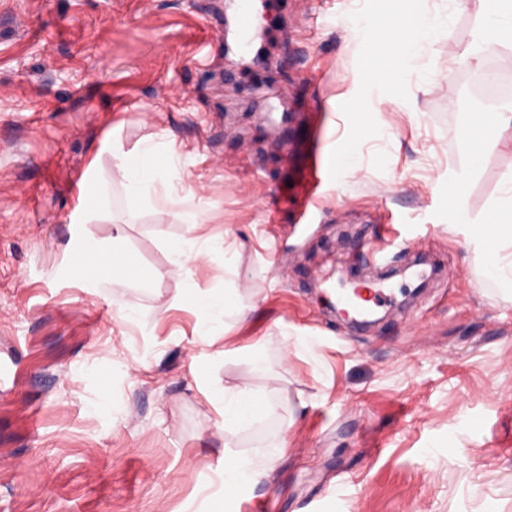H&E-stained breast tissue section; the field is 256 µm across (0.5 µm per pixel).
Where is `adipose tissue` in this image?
I'll return each mask as SVG.
<instances>
[{
    "mask_svg": "<svg viewBox=\"0 0 512 512\" xmlns=\"http://www.w3.org/2000/svg\"><path fill=\"white\" fill-rule=\"evenodd\" d=\"M482 22L474 33L471 50L462 53L463 61L479 60L483 51L496 47L512 46V0H480ZM420 32H413L402 22L388 19L381 24H365L363 33L378 45L394 49L400 58L412 57L420 39L439 37L444 21L438 17L421 16ZM178 157L174 145L160 146L153 139L143 140L130 151L114 153V167L129 196L149 201L158 194L165 174ZM504 199L484 222L471 225L470 238L478 244L487 258L488 275L503 290L512 289V172L500 180ZM123 237L115 235L108 245L84 239L71 258V268L85 279V287H95L100 280H113L129 285H143L162 281L166 273L157 268L145 269L134 264L124 268L111 265L113 252L121 250ZM183 295L202 315L199 335L210 343H217L221 334L217 324L224 316L235 313L238 319H246L248 310L233 307L229 297L202 291L196 284H187ZM213 401L222 417L225 429L244 427L261 416L276 413L277 404L272 399L247 388H225L214 395Z\"/></svg>",
    "mask_w": 512,
    "mask_h": 512,
    "instance_id": "1",
    "label": "adipose tissue"
}]
</instances>
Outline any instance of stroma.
<instances>
[{"label": "stroma", "mask_w": 512, "mask_h": 512, "mask_svg": "<svg viewBox=\"0 0 512 512\" xmlns=\"http://www.w3.org/2000/svg\"><path fill=\"white\" fill-rule=\"evenodd\" d=\"M412 9L447 26L391 83L371 80L382 50L361 31L391 0H271L265 68L225 60V0H0V512H210L225 454L273 444L237 512H512V292L468 233L512 148L489 145L471 170L459 137L490 108L475 79L512 49L458 63L479 0ZM148 135L176 142L181 169L144 205L106 144ZM92 174L109 210L77 224ZM179 212L202 214L207 253L183 267L168 250ZM117 232L128 259L165 270L156 286L72 277L75 245ZM416 251L442 275L409 304L395 281L391 319L369 332L318 296ZM190 281L249 306L224 342L198 335ZM265 336L258 372L240 349ZM244 384L277 412L225 430L209 394Z\"/></svg>", "instance_id": "35a3bbf8"}]
</instances>
